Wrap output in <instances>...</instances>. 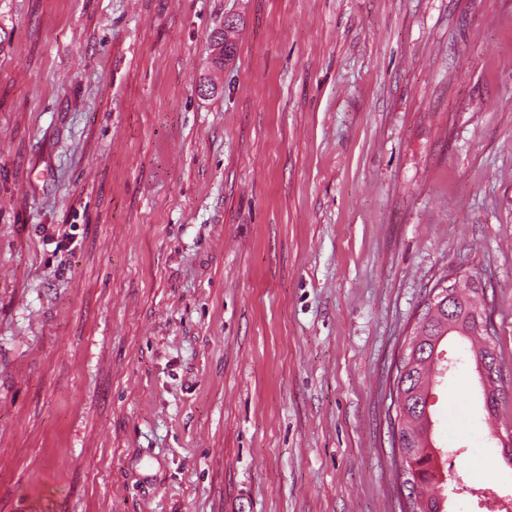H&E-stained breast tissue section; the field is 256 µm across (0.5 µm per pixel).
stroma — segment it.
<instances>
[{"label": "stroma", "instance_id": "1", "mask_svg": "<svg viewBox=\"0 0 512 512\" xmlns=\"http://www.w3.org/2000/svg\"><path fill=\"white\" fill-rule=\"evenodd\" d=\"M451 268L512 387V0H0V512H401ZM440 385L512 496V404ZM470 288H464L465 293L457 299L454 310L459 316H463L462 328L466 334L451 332L448 334V313L452 312L451 295L448 294V303L441 307L434 308L427 305L417 322L414 336L411 337L409 347L400 360L401 368L397 366V373L394 381L397 397L403 399V442L402 447L409 454L410 459L406 462L407 467L413 472V484L415 500L413 512H447L444 489L448 483L443 481V475L436 469L434 454L426 451L431 448L427 444L430 431V412H426L428 386L430 372L426 362L432 357L435 345H441L445 337L450 334L460 336L471 341L470 351L474 359L475 355L483 352L488 343L494 344L496 330L491 325V335L483 328L478 329L474 314H477L479 321L484 313V292L483 288H476L475 282L471 281ZM473 336H480L482 343L475 346L472 342ZM491 336V337H490ZM440 345V347H441ZM402 369V370H401ZM405 379L402 389L400 386ZM426 437V439H425ZM441 491V492H440ZM440 496L443 497L440 498Z\"/></svg>", "mask_w": 512, "mask_h": 512}]
</instances>
